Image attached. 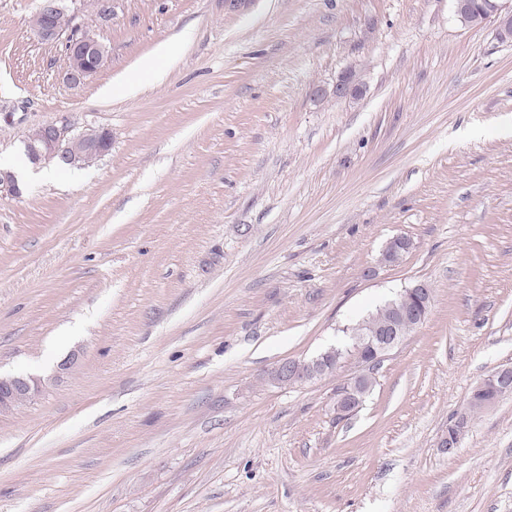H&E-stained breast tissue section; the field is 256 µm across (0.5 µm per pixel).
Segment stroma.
I'll return each mask as SVG.
<instances>
[{
  "label": "stroma",
  "mask_w": 512,
  "mask_h": 512,
  "mask_svg": "<svg viewBox=\"0 0 512 512\" xmlns=\"http://www.w3.org/2000/svg\"><path fill=\"white\" fill-rule=\"evenodd\" d=\"M39 4L0 0V160L64 117L112 148L0 195V375L44 383L0 413V512H512V396L438 446L512 366V43L452 0H118L74 87ZM421 280L359 411L354 358L273 380ZM172 57V50L167 44H162L153 56L145 58L134 70V75H124L119 77L112 85V89L106 93L112 94H132L141 83L142 78L156 76L161 70V65L168 62ZM322 361L323 360L321 358L313 359L311 362L306 364V366H308L307 371L302 370L303 365H301V369L293 371V368H294L293 363L294 362L292 360L282 362L278 366V369L285 372L286 374H288L291 378V382L304 383V382H307L314 378L321 377V376L325 375L326 373H328L323 368Z\"/></svg>",
  "instance_id": "obj_1"
}]
</instances>
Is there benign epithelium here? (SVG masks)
Returning a JSON list of instances; mask_svg holds the SVG:
<instances>
[{"label":"benign epithelium","instance_id":"7a95c632","mask_svg":"<svg viewBox=\"0 0 512 512\" xmlns=\"http://www.w3.org/2000/svg\"><path fill=\"white\" fill-rule=\"evenodd\" d=\"M454 13L465 25L490 24L495 36L505 41L512 40V0H490L485 12L472 15L469 0H454ZM68 66L62 72V79L70 86L84 83L107 63L106 47L102 42L77 38L68 45ZM336 98L357 97L362 94V86L350 72L341 74L334 86ZM69 121L61 119L55 124L37 128V136L26 142L27 154L35 164L49 161L55 157L77 161L69 154ZM86 150L82 159L88 163L101 157L112 146L111 132L98 128L88 132L84 137ZM401 238L395 237L387 244L383 252L384 262L394 265L399 263L412 243L406 242L403 249L396 248ZM432 301V289L424 281H416L404 289L391 301L394 316L387 322L355 332L357 342L366 344L375 351V360L383 359L389 352L400 346L415 329L423 324ZM278 369L288 374L293 383H304L326 374L322 359L315 358L308 363V370H293V361L282 362ZM360 376H355L347 386V391L336 400L339 412L347 415L357 410L363 397L357 394L356 386ZM481 385L494 388V396L486 399L484 408L494 406L498 400L512 395V367L503 366L488 375ZM41 389L40 381L32 376H0V409L4 410L16 404L33 399Z\"/></svg>","mask_w":512,"mask_h":512}]
</instances>
